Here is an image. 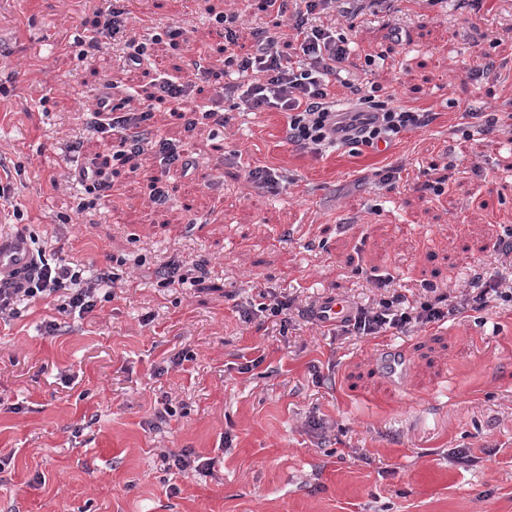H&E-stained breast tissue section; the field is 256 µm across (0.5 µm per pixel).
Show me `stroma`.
Wrapping results in <instances>:
<instances>
[{"label":"stroma","instance_id":"stroma-1","mask_svg":"<svg viewBox=\"0 0 512 512\" xmlns=\"http://www.w3.org/2000/svg\"><path fill=\"white\" fill-rule=\"evenodd\" d=\"M112 3L0 0V212L20 207L15 231L47 257L126 261L114 299L85 317L41 301L0 319V512H512V308L349 339L237 314L266 293L363 306L380 276L423 299L430 285L460 295L475 266L512 272L496 249L512 228V0L328 11L322 23L357 44L350 79L434 120L385 152L314 157L284 142L282 114L228 99L227 124L189 141L187 176L149 151L113 164L111 142L84 123L92 90L109 80L142 99L154 79H192L201 52L222 71L224 13L239 16L242 54L252 28L282 30L263 0H123L149 52L131 69L105 37L82 54L80 36ZM173 24L183 36L168 37ZM485 52L495 67L473 77ZM490 115L496 129L479 132ZM89 158L112 200L81 214L69 173ZM252 165L280 184L255 188ZM389 165L401 169L393 188L378 175ZM436 169L448 174L437 195L421 188ZM158 177L163 207L149 200ZM173 258L207 259L208 272L168 288L144 276ZM51 319L61 329L47 336ZM398 344L410 365L397 385L378 363ZM166 404L175 417L155 425ZM459 449L467 463L453 461ZM184 450L213 470H164L161 453Z\"/></svg>","mask_w":512,"mask_h":512}]
</instances>
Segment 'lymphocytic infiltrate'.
<instances>
[{
    "instance_id": "f902f5d3",
    "label": "lymphocytic infiltrate",
    "mask_w": 512,
    "mask_h": 512,
    "mask_svg": "<svg viewBox=\"0 0 512 512\" xmlns=\"http://www.w3.org/2000/svg\"><path fill=\"white\" fill-rule=\"evenodd\" d=\"M336 3L298 0L291 9L287 0H264L265 11L290 15L288 31L281 39H258L254 53L246 58L236 52L240 38L236 15L218 19L224 27L225 92L237 96L243 111L283 114L287 143L315 156L350 145L388 147L405 133L428 126L433 119L431 112L393 105L390 99L342 78L341 66L351 54L352 42L316 21L317 15L334 9ZM130 22L129 12L109 7L100 34L88 36L85 42L88 51H95L100 36L105 35L123 43L127 65L141 66L148 47L129 37ZM340 86L345 87L349 102L345 108L338 103L336 89ZM193 92L192 85L164 79L155 83L150 104L134 108L129 98L116 97L107 81L93 95L94 109L87 126L98 134L116 137L113 163L126 164L148 147L165 167L186 172L194 166L192 157L154 126L153 107L171 105L188 132L202 118L224 124L219 102L197 113L185 110L184 104ZM32 255L34 270L24 285L15 287L0 281V319L16 315L19 303L45 300L53 301L60 313L82 317L94 312L98 304L111 301L116 283L123 278L117 265L90 272L77 262L49 263L41 245L33 247ZM494 303L512 305V282L500 271L484 269L474 272L469 290L459 299L441 293L424 301L411 300L395 292L353 308L330 329L358 338L403 334L412 327L448 320L468 308L482 311Z\"/></svg>"
}]
</instances>
